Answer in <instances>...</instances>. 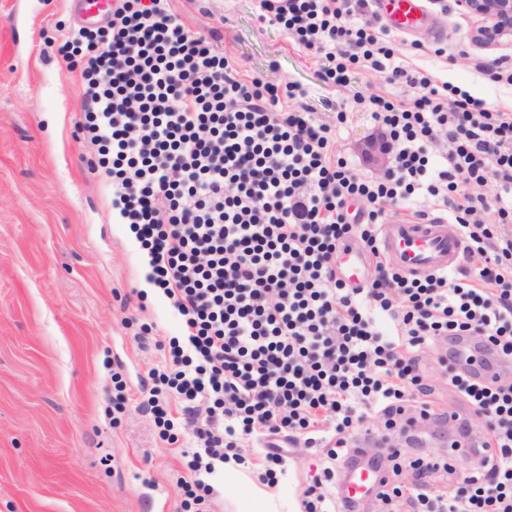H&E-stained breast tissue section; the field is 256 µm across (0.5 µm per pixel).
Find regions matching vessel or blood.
I'll return each instance as SVG.
<instances>
[{
	"label": "vessel or blood",
	"mask_w": 512,
	"mask_h": 512,
	"mask_svg": "<svg viewBox=\"0 0 512 512\" xmlns=\"http://www.w3.org/2000/svg\"><path fill=\"white\" fill-rule=\"evenodd\" d=\"M114 0H74L79 23L107 21ZM426 0H379V7L389 26L400 33L419 27L426 15ZM380 244L387 260L404 276L423 278L457 268L464 256L465 244L458 225L439 215L417 218L396 216L379 228ZM367 263L361 248L348 246L336 259V269L353 287L366 282ZM384 479L381 471H373L367 484L346 485L345 491L354 502H362L376 494Z\"/></svg>",
	"instance_id": "vessel-or-blood-1"
}]
</instances>
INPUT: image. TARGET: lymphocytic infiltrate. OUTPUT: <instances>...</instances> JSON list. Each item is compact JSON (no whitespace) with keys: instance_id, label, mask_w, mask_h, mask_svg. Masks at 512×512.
<instances>
[{"instance_id":"lymphocytic-infiltrate-1","label":"lymphocytic infiltrate","mask_w":512,"mask_h":512,"mask_svg":"<svg viewBox=\"0 0 512 512\" xmlns=\"http://www.w3.org/2000/svg\"><path fill=\"white\" fill-rule=\"evenodd\" d=\"M366 6L256 0V16L311 54L326 84L349 87L363 70L412 88L405 99L369 85L353 94L392 148L376 175L336 153L346 111L319 122L301 84L246 73L168 0H117L105 27L73 29L58 48L80 72L78 125L113 203L181 317L145 401L161 439L177 443L180 418L198 443L177 480L181 512H204L211 477L246 464L249 442L271 484L281 437L317 434L331 461H356L346 435L362 407L403 413L421 379L417 350L442 342L448 384L487 432L456 492L431 488L421 467L406 503L512 512V383L471 373L512 360V112L414 69L387 28L363 21ZM419 192L450 207L481 268L409 279L389 266L378 226ZM351 243L373 260L360 288L336 274Z\"/></svg>"}]
</instances>
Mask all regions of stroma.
<instances>
[{
	"label": "stroma",
	"mask_w": 512,
	"mask_h": 512,
	"mask_svg": "<svg viewBox=\"0 0 512 512\" xmlns=\"http://www.w3.org/2000/svg\"><path fill=\"white\" fill-rule=\"evenodd\" d=\"M191 31L209 34L220 52L273 83H301L320 120L349 114L336 152L361 174L382 170L377 126L350 90L318 77L315 62L287 34L262 24L254 0H171ZM433 30L414 35L416 68L512 111V90L485 79L482 67L512 60V47H471L452 62L435 48L467 44L476 20L452 0H429ZM75 23L72 0H0V512H177L176 478L195 447L161 441L143 406L152 373L166 367L164 344L181 336L169 300L147 279L149 266L91 170L76 121L81 77L57 53ZM151 325L141 335V325ZM443 344L424 348L420 400L466 417L448 386ZM126 400L112 406L113 371ZM388 440L402 458L444 457L430 431L407 436L369 414L362 439ZM323 451L297 444L274 485L242 466L218 481L210 512H238L258 492L273 512H290L321 478Z\"/></svg>",
	"instance_id": "35a3bbf8"
}]
</instances>
